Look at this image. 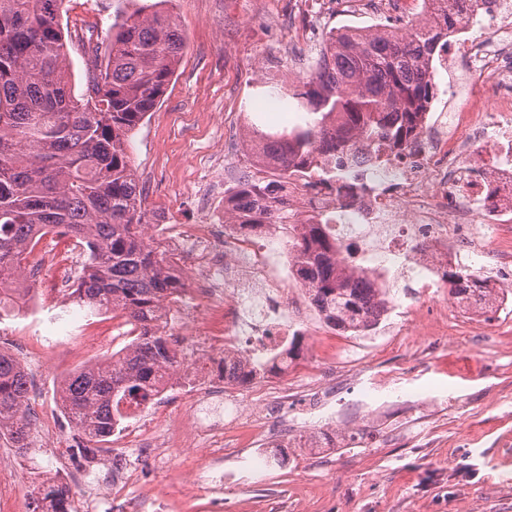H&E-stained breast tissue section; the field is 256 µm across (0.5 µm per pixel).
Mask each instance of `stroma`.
I'll use <instances>...</instances> for the list:
<instances>
[{
  "label": "stroma",
  "mask_w": 512,
  "mask_h": 512,
  "mask_svg": "<svg viewBox=\"0 0 512 512\" xmlns=\"http://www.w3.org/2000/svg\"><path fill=\"white\" fill-rule=\"evenodd\" d=\"M296 7L297 0H173L187 47L162 103L128 146L150 240L194 223L195 190L209 180L218 149L229 150L225 187L247 176L250 117L271 87L311 73L331 29L368 31L378 22L352 6L318 22L296 16ZM129 8L128 0H67L63 21L104 42L113 17ZM71 274L63 263L49 269L31 307L0 318V349L34 384L31 410L54 424L50 434L34 430L25 455L0 440V463L9 468L0 512H37L46 470L104 473L138 425L126 421L98 451L71 445L76 432L58 402L59 381L130 340L121 313L90 316L69 303L56 284ZM389 289L397 307L368 335L329 329L300 337L287 373L227 386L230 399L252 407L259 388L288 394L278 410L287 447L264 448L263 438L238 430L224 444L220 486L187 449L172 447L165 467L141 466L130 495L163 496V512H512V302L457 321L450 335L412 338L408 324H439L451 294ZM318 385L328 387L334 416L310 423L295 405ZM261 452L268 463L257 473L251 464Z\"/></svg>",
  "instance_id": "35a3bbf8"
}]
</instances>
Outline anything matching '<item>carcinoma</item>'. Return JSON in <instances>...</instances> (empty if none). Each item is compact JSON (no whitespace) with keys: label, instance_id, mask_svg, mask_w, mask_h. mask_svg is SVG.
Segmentation results:
<instances>
[{"label":"carcinoma","instance_id":"carcinoma-1","mask_svg":"<svg viewBox=\"0 0 512 512\" xmlns=\"http://www.w3.org/2000/svg\"><path fill=\"white\" fill-rule=\"evenodd\" d=\"M170 2L155 0L115 17L105 48L79 36L93 73L78 97L67 65L69 32L61 24L65 0H0V315L27 302L30 289H20L18 275L42 235L60 233L83 245L86 258L70 297L91 312L123 313L134 333L122 350L59 382L64 415L97 443L130 418L129 406L163 392L165 374L180 365L161 311L178 302L182 283L146 240L143 187L128 154L130 134L161 102L186 47ZM439 2L433 25L411 21L386 35L345 27L329 33L313 72L283 94L302 112L299 122L267 131L250 122L254 160L279 176L239 181L226 209L236 210L238 198L253 204L235 214V223L265 224L275 216L288 223L271 186L286 189L294 177L345 188L341 169L322 162L325 154L334 158L363 140L394 150L406 145L418 114L437 96L423 58L452 24L456 0ZM301 238L296 275L324 320L343 331L375 324L389 289L346 276L326 225H304ZM445 277L465 308L493 311V289L483 276L458 264ZM294 350L242 372L239 382L283 370ZM29 390L24 367L0 350V439L21 451L32 444ZM43 499L54 512H70L67 487L50 486Z\"/></svg>","mask_w":512,"mask_h":512}]
</instances>
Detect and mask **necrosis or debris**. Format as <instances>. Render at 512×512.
<instances>
[{
	"instance_id": "obj_1",
	"label": "necrosis or debris",
	"mask_w": 512,
	"mask_h": 512,
	"mask_svg": "<svg viewBox=\"0 0 512 512\" xmlns=\"http://www.w3.org/2000/svg\"><path fill=\"white\" fill-rule=\"evenodd\" d=\"M433 77L447 76L448 101L429 104L403 151L367 142L341 160L355 176L351 205L334 187L298 178L288 189V221L323 219L338 244L350 247L343 267L381 284L390 273L412 276L422 294L446 287L445 273L462 257L489 258L504 286L512 270V0H476L429 58ZM191 256L190 294L224 312V331H197L196 317L180 313L175 348L185 352L180 373L192 374L206 353L226 371H240L276 353L307 318L303 302L268 288L277 265L271 226L259 232L224 221L223 205L201 204L197 223L174 244Z\"/></svg>"
}]
</instances>
